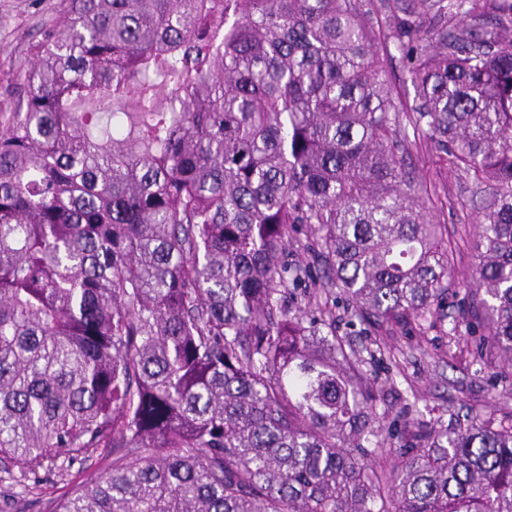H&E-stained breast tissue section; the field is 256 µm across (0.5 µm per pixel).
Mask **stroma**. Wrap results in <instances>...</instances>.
<instances>
[{
  "label": "stroma",
  "mask_w": 512,
  "mask_h": 512,
  "mask_svg": "<svg viewBox=\"0 0 512 512\" xmlns=\"http://www.w3.org/2000/svg\"><path fill=\"white\" fill-rule=\"evenodd\" d=\"M64 0H0V113L11 109L12 91L20 67L27 62L29 46L45 27L64 17ZM435 145L421 142L411 146L405 158L415 167L430 189L425 199L427 212L448 227V253L455 279L468 277L476 262L472 243L477 232V210L471 201L470 184L464 175L440 167ZM442 325L423 331L398 330L388 344L393 360L365 364L369 375L383 382L378 404L385 411L384 438L392 450L405 443L401 429L407 405L431 410L443 426H451L467 412L488 413L512 398V369H488L459 354L449 342L458 317L456 303H449ZM105 457L86 461L59 456L52 470H40L38 478L22 477L18 469H0V497L15 501L16 512H46L50 501L91 473L104 470Z\"/></svg>",
  "instance_id": "obj_1"
}]
</instances>
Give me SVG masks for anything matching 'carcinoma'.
Returning a JSON list of instances; mask_svg holds the SVG:
<instances>
[{"label": "carcinoma", "mask_w": 512, "mask_h": 512, "mask_svg": "<svg viewBox=\"0 0 512 512\" xmlns=\"http://www.w3.org/2000/svg\"><path fill=\"white\" fill-rule=\"evenodd\" d=\"M30 53L0 121V462L112 451L49 512H512V409L421 421L386 467L382 386L321 302L374 361L455 296L472 359L512 366V0H68ZM408 124L480 199L467 280ZM378 58L385 73L393 81L396 92L401 98H407L410 104L413 99V88L408 77L403 75V63L399 49L390 41L381 37ZM346 303L343 299L336 301V328L341 336H345L353 344L361 347L374 339L373 329L359 322L356 318L347 317L344 310Z\"/></svg>", "instance_id": "cac0c4a2"}]
</instances>
